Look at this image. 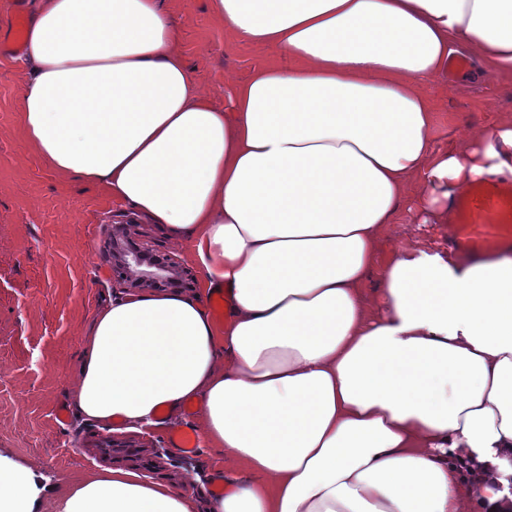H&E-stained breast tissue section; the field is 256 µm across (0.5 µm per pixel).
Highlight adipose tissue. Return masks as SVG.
Returning <instances> with one entry per match:
<instances>
[{
    "label": "adipose tissue",
    "mask_w": 512,
    "mask_h": 512,
    "mask_svg": "<svg viewBox=\"0 0 512 512\" xmlns=\"http://www.w3.org/2000/svg\"><path fill=\"white\" fill-rule=\"evenodd\" d=\"M211 7L277 57L235 84L227 112L164 0H40L30 15L17 112L35 151L166 225L205 270L194 295L98 314L80 413L151 424L200 400L233 487L209 512H512V258L465 266L391 234L403 202L444 224L451 192L512 167V120L440 152L422 92L464 52L481 75L512 76V0ZM33 488L0 469V512ZM45 492L60 512L195 510L126 470Z\"/></svg>",
    "instance_id": "1"
}]
</instances>
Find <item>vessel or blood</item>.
<instances>
[{"label":"vessel or blood","instance_id":"obj_1","mask_svg":"<svg viewBox=\"0 0 512 512\" xmlns=\"http://www.w3.org/2000/svg\"><path fill=\"white\" fill-rule=\"evenodd\" d=\"M448 249L482 263L512 248V181L492 177L474 183L449 202Z\"/></svg>","mask_w":512,"mask_h":512}]
</instances>
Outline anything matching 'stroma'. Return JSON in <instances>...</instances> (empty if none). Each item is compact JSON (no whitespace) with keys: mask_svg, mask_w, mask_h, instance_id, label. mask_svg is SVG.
<instances>
[{"mask_svg":"<svg viewBox=\"0 0 512 512\" xmlns=\"http://www.w3.org/2000/svg\"><path fill=\"white\" fill-rule=\"evenodd\" d=\"M166 6L202 93L214 106L230 108L233 86L268 62V51L229 36L209 0H166ZM27 75L22 58L0 54V466L33 469L37 484L57 485L63 493L103 470L130 469L183 490L196 512H208V486L222 476L218 450L203 442L187 459L168 445L171 431L202 433V415L177 410L166 424L117 431L82 416L71 395L83 336L98 312L134 293L139 277L134 268L114 269L113 225H127L136 243L180 263L186 276L179 293L199 292L201 267L165 225L101 186L62 177L30 147L16 112ZM424 92L439 114L434 146L440 151L512 119V79L461 73ZM392 234L424 250L447 248V226L420 231L406 211ZM60 406L68 411L62 422L55 418ZM156 447L165 451L162 460L152 455Z\"/></svg>","mask_w":512,"mask_h":512,"instance_id":"stroma-1","label":"stroma"}]
</instances>
